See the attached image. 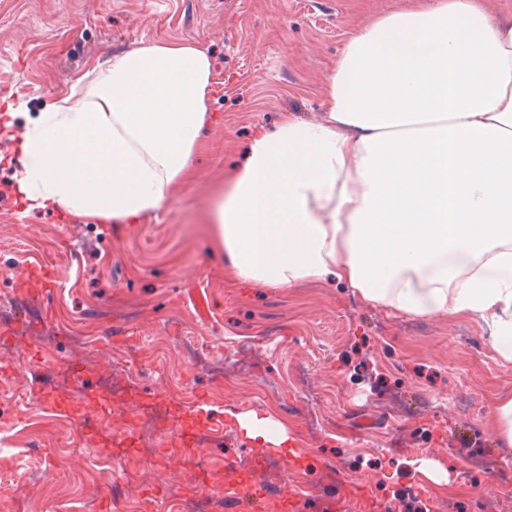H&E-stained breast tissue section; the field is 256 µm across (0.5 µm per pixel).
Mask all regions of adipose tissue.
Returning a JSON list of instances; mask_svg holds the SVG:
<instances>
[{"instance_id":"adipose-tissue-1","label":"adipose tissue","mask_w":512,"mask_h":512,"mask_svg":"<svg viewBox=\"0 0 512 512\" xmlns=\"http://www.w3.org/2000/svg\"><path fill=\"white\" fill-rule=\"evenodd\" d=\"M187 44L87 72L21 129L28 209L98 224L167 201L208 122ZM326 112L254 135L205 214L228 274L333 281L406 316L465 315L512 361V12L405 0L350 33Z\"/></svg>"}]
</instances>
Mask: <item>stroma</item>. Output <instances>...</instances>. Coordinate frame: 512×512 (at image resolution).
<instances>
[{
  "label": "stroma",
  "instance_id": "stroma-1",
  "mask_svg": "<svg viewBox=\"0 0 512 512\" xmlns=\"http://www.w3.org/2000/svg\"><path fill=\"white\" fill-rule=\"evenodd\" d=\"M396 0H0V102L25 98L21 127L46 102L128 50L199 47L212 61L211 119L192 167L159 210L133 224H81L30 211L13 186L15 136L0 132V323L35 326L0 347V512H512V447L495 430L512 395V362L463 316H398L340 286L262 288L224 270L203 216L254 133L326 108L323 84L352 28ZM40 267L57 285L37 295ZM45 363L25 373L26 354ZM80 368L113 441L129 419L148 427L122 446L111 484L104 456L52 401L60 369ZM283 422L279 461L239 471L253 442L237 417ZM209 429L196 461L168 462L159 423ZM316 456L301 470L297 457ZM299 488L285 502L284 485ZM265 490L254 502L250 493Z\"/></svg>",
  "mask_w": 512,
  "mask_h": 512
}]
</instances>
